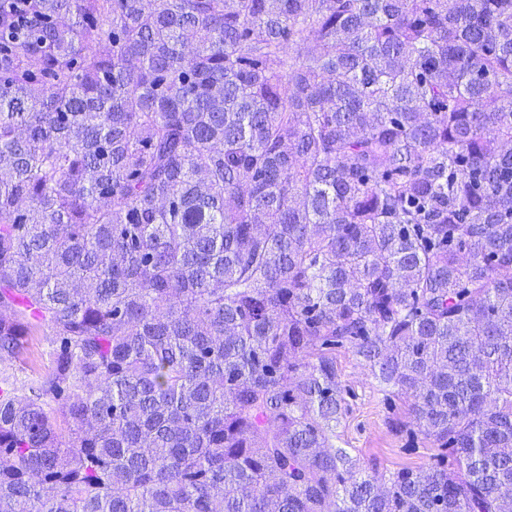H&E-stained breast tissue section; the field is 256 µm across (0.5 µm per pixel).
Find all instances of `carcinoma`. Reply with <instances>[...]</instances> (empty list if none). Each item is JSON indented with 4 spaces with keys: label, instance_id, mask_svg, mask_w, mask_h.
Masks as SVG:
<instances>
[{
    "label": "carcinoma",
    "instance_id": "carcinoma-1",
    "mask_svg": "<svg viewBox=\"0 0 512 512\" xmlns=\"http://www.w3.org/2000/svg\"><path fill=\"white\" fill-rule=\"evenodd\" d=\"M0 4V512H512V0ZM422 469L336 446V351ZM47 343L48 336H32L28 344L26 365L18 362L0 365V380L8 379L20 390L29 380L43 374L49 366Z\"/></svg>",
    "mask_w": 512,
    "mask_h": 512
}]
</instances>
